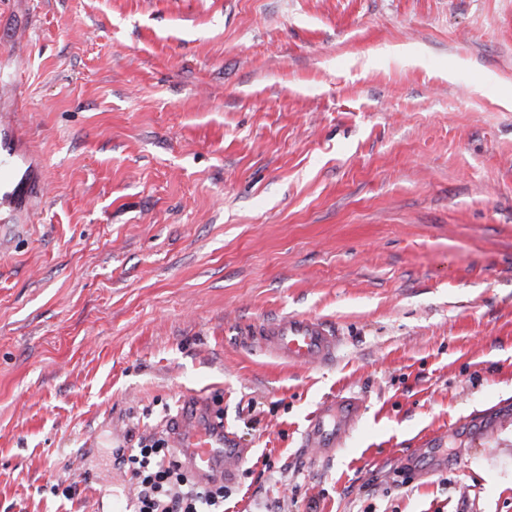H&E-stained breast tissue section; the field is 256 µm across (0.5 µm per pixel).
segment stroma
I'll return each mask as SVG.
<instances>
[{"instance_id": "obj_1", "label": "stroma", "mask_w": 512, "mask_h": 512, "mask_svg": "<svg viewBox=\"0 0 512 512\" xmlns=\"http://www.w3.org/2000/svg\"><path fill=\"white\" fill-rule=\"evenodd\" d=\"M0 512H112L208 398L226 512H512V0H0ZM332 322L331 365L249 332ZM365 398L335 458L303 428ZM434 445L448 462L400 464ZM67 479L69 492L56 490ZM15 114L0 113L1 224H13L28 209L31 199L44 191V179L35 171L31 149L19 134Z\"/></svg>"}]
</instances>
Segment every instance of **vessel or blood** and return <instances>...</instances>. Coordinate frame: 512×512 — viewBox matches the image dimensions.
<instances>
[{
    "label": "vessel or blood",
    "instance_id": "b4317fda",
    "mask_svg": "<svg viewBox=\"0 0 512 512\" xmlns=\"http://www.w3.org/2000/svg\"><path fill=\"white\" fill-rule=\"evenodd\" d=\"M14 113H0V223H13L33 197L44 191L32 153L19 134ZM263 352L291 364L322 367L334 362L341 339L326 320L285 314L251 332ZM363 400L339 395L326 401L311 419L302 445L332 455L357 426ZM170 442L182 466L202 484L232 481L246 449L224 433L222 419L212 416L204 398H194L190 410L169 428Z\"/></svg>",
    "mask_w": 512,
    "mask_h": 512
}]
</instances>
